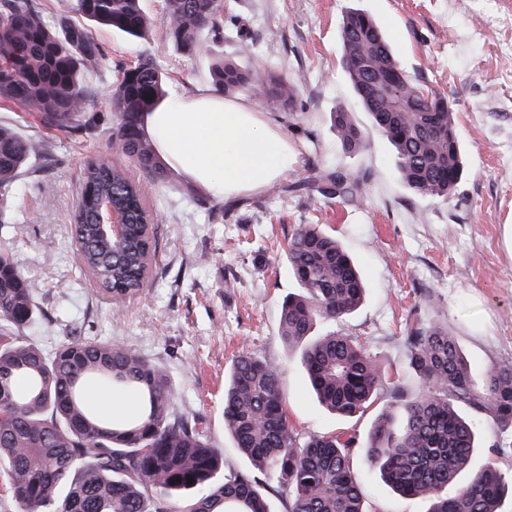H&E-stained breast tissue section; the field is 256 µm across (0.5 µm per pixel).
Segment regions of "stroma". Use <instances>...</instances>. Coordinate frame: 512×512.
Instances as JSON below:
<instances>
[{
    "instance_id": "35a3bbf8",
    "label": "stroma",
    "mask_w": 512,
    "mask_h": 512,
    "mask_svg": "<svg viewBox=\"0 0 512 512\" xmlns=\"http://www.w3.org/2000/svg\"><path fill=\"white\" fill-rule=\"evenodd\" d=\"M226 12L256 44L244 66H265L298 83L299 111L286 112L244 91L240 101L288 141L297 162L258 195L213 197L175 172L171 189L147 192L162 220L156 253L139 294L115 303L79 269L70 211L86 164L120 163L112 127L75 123L45 129L23 107L0 106V123L44 138L5 193L17 264L35 285L43 311L29 328L46 350L72 336H95L136 349L162 364L177 387L175 410L198 422L223 449L225 465L245 460L224 431V377L242 352L273 363L290 421L304 435L365 437L388 393L364 413L340 419L313 398L297 359L278 335L281 304L295 283L284 249L297 225L319 224L344 244L369 288L367 300L338 330L355 337L407 392L418 388L403 341L406 320L435 319L456 336L474 377L512 361V0H224ZM353 8L371 14L388 35L405 74L445 95L456 114L466 172L448 199L416 195L397 175L392 149L354 94L342 67L340 27ZM113 70L86 82L95 109L108 103L122 65L154 58L175 99L210 85L209 61L167 43L163 28L129 40L97 33ZM351 112L364 131L356 154L340 145L330 114ZM318 141L305 148L307 135ZM339 170L358 179L351 203L289 192V185ZM479 447L470 469L512 472L500 447L512 428L470 411ZM367 512H426L425 500L394 494L370 473L361 450L351 456Z\"/></svg>"
}]
</instances>
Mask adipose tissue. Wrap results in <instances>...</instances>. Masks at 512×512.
Here are the masks:
<instances>
[{
  "label": "adipose tissue",
  "mask_w": 512,
  "mask_h": 512,
  "mask_svg": "<svg viewBox=\"0 0 512 512\" xmlns=\"http://www.w3.org/2000/svg\"><path fill=\"white\" fill-rule=\"evenodd\" d=\"M159 153L218 197L256 195L288 172V144L257 112L204 89L145 114Z\"/></svg>",
  "instance_id": "obj_1"
}]
</instances>
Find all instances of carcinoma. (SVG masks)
<instances>
[{
    "label": "carcinoma",
    "mask_w": 512,
    "mask_h": 512,
    "mask_svg": "<svg viewBox=\"0 0 512 512\" xmlns=\"http://www.w3.org/2000/svg\"><path fill=\"white\" fill-rule=\"evenodd\" d=\"M157 23L182 55H198L208 34L235 37L239 55H253L238 26L224 27V0H165L158 22L142 0H72L70 12L51 20L34 0H0V104L24 107L47 128L86 117V77L107 68L94 29L143 39ZM341 38L343 68L393 146L401 180L421 197H451L464 160L454 113L435 111L446 97L407 76L389 86V75L401 67L368 14L349 12ZM209 75L226 96L250 91L285 111L298 99L294 81L264 67H244L234 57H213ZM165 98L163 73L148 57L119 69L109 94L113 141L161 188L171 186L172 168L141 118ZM332 122L346 151L366 147L349 113H332ZM46 147L0 124V192ZM82 188L72 225L80 266L115 299L131 297L152 265L157 211L122 164L90 163ZM287 190L347 202L360 194L356 179L335 170ZM102 201L125 221L119 238L100 231ZM285 256L296 291L282 304L279 336L298 354L320 405L351 418L384 390L391 401L362 441L353 434L304 436L288 419L277 367L243 352L224 386V430L248 467L226 468L198 424L175 413L177 390L162 365L95 336H73L49 353L28 340L38 293L10 244L0 243V477L19 512H273L269 489L284 498L286 512H366L350 466L358 445L395 494L427 499L428 512H501L512 485L495 467L471 475L452 495L447 490L469 467L478 444V428L462 408L512 424V361L477 381L447 327L412 319L403 340L419 389L406 393L353 337L336 329L313 334L320 321L352 316L366 296L356 264L336 238L317 224H300ZM89 380L138 392L140 413L110 420L88 408L81 386Z\"/></svg>",
    "instance_id": "cac0c4a2"
}]
</instances>
